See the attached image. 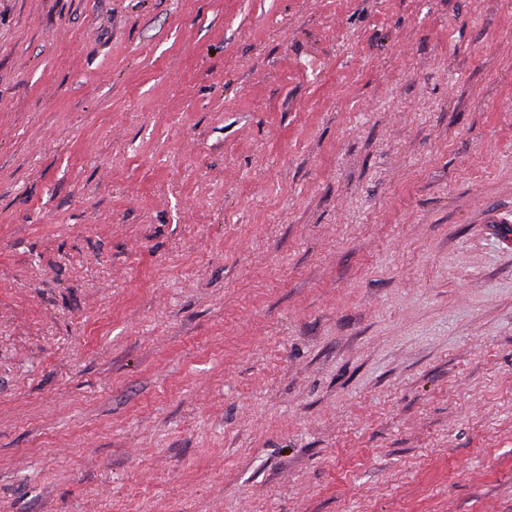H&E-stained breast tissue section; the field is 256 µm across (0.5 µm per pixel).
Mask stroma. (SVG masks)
I'll return each instance as SVG.
<instances>
[{
  "label": "stroma",
  "instance_id": "1",
  "mask_svg": "<svg viewBox=\"0 0 512 512\" xmlns=\"http://www.w3.org/2000/svg\"><path fill=\"white\" fill-rule=\"evenodd\" d=\"M0 512H512V0H0Z\"/></svg>",
  "mask_w": 512,
  "mask_h": 512
}]
</instances>
